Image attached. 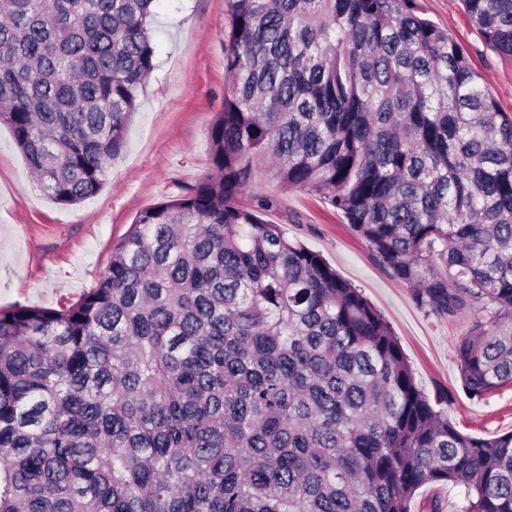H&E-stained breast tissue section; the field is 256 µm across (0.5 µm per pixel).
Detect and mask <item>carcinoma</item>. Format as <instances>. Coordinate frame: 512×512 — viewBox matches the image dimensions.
Segmentation results:
<instances>
[{
	"label": "carcinoma",
	"instance_id": "1",
	"mask_svg": "<svg viewBox=\"0 0 512 512\" xmlns=\"http://www.w3.org/2000/svg\"><path fill=\"white\" fill-rule=\"evenodd\" d=\"M155 0H0V124L56 204L97 193L155 69ZM512 60V0H463ZM213 172L140 212L95 287L0 309V512H512V433L465 434L390 325L241 197L340 213L416 304L478 314L512 386V117L416 0H225ZM439 504V512H464L467 502L459 488L449 486H423L417 490L413 499L412 512H429L431 501Z\"/></svg>",
	"mask_w": 512,
	"mask_h": 512
}]
</instances>
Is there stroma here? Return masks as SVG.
<instances>
[{
	"mask_svg": "<svg viewBox=\"0 0 512 512\" xmlns=\"http://www.w3.org/2000/svg\"><path fill=\"white\" fill-rule=\"evenodd\" d=\"M467 54L499 111L512 116V61L486 46L463 0H416ZM155 70L140 96L124 151L96 194L72 207L34 181L11 130L0 125V308L76 302L108 266L135 216L212 171L207 130L224 106V0H155ZM272 197L270 223L319 253L360 288L398 337L419 386L448 392L450 423L481 437L512 432V387L478 401L464 392L458 346L476 314L440 318L420 309L342 215L318 197L258 174L245 204Z\"/></svg>",
	"mask_w": 512,
	"mask_h": 512,
	"instance_id": "35a3bbf8",
	"label": "stroma"
}]
</instances>
